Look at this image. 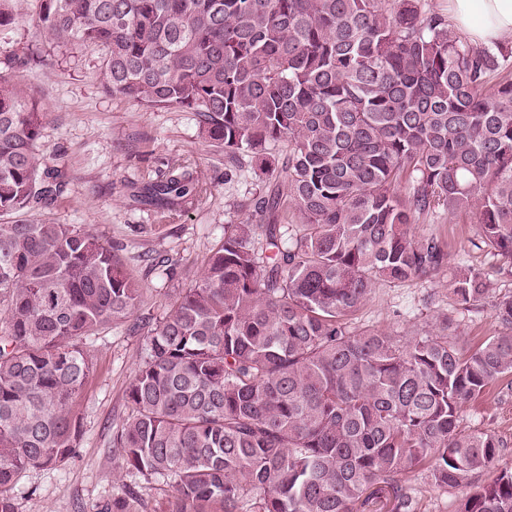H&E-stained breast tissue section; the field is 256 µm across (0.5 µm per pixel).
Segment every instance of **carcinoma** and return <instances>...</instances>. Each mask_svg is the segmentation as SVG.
I'll list each match as a JSON object with an SVG mask.
<instances>
[{
    "label": "carcinoma",
    "mask_w": 512,
    "mask_h": 512,
    "mask_svg": "<svg viewBox=\"0 0 512 512\" xmlns=\"http://www.w3.org/2000/svg\"><path fill=\"white\" fill-rule=\"evenodd\" d=\"M30 9L42 44L104 52L112 97L196 113L224 170L247 155L275 181L245 204L260 223L224 225L145 324L112 432L128 475L170 487L167 512H413L401 474L452 488L495 465L507 443L460 418L493 386L512 396V334L464 351L446 317L410 336L351 317L378 280L445 267L414 231L441 211L472 214L512 277V49L451 35L428 0H0V32ZM31 61L0 68V512L22 472L75 456L86 341L143 294L113 248L27 218L67 178L38 152L48 112L16 75ZM142 190L171 221L210 183L183 160ZM450 287L466 311L489 292L470 268ZM493 317L512 328V293ZM457 512H512V470Z\"/></svg>",
    "instance_id": "obj_1"
}]
</instances>
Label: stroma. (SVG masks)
Segmentation results:
<instances>
[{
	"instance_id": "1",
	"label": "stroma",
	"mask_w": 512,
	"mask_h": 512,
	"mask_svg": "<svg viewBox=\"0 0 512 512\" xmlns=\"http://www.w3.org/2000/svg\"><path fill=\"white\" fill-rule=\"evenodd\" d=\"M20 73L48 111L38 151L48 164L64 163L68 176L63 196L34 212V219L74 225L115 247L127 273L144 287L135 319L161 317L170 295L194 283L225 225L247 220L242 204L263 187L253 163L247 159L225 171L223 156L205 139L195 113L150 111L109 96L97 49L61 48ZM183 159L211 182V191L201 202L182 206L173 222H160L157 206L139 197L143 179H164ZM416 231L442 240L449 254L446 268L431 281L379 282L353 316V327L408 335L430 329L435 315L445 313L457 325L452 341L459 347L502 333L492 300L512 292V278L499 273L500 260L481 242L472 216L440 214L417 224ZM459 267L480 269L491 282L490 296L477 310L460 309L448 286ZM144 345V333L132 321L91 342L94 369L74 406L84 425L80 447L59 468L21 475L13 492L16 512H105L126 483L137 493L132 512H166L167 486L140 477L121 482L112 451V432L129 411L126 389ZM461 427L496 434L509 449L494 468L473 474L456 489L435 488L421 470L403 475L415 512H456L466 494L498 470L512 469V399L501 402L489 393L463 409Z\"/></svg>"
}]
</instances>
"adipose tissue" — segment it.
Masks as SVG:
<instances>
[{"instance_id":"1","label":"adipose tissue","mask_w":512,"mask_h":512,"mask_svg":"<svg viewBox=\"0 0 512 512\" xmlns=\"http://www.w3.org/2000/svg\"><path fill=\"white\" fill-rule=\"evenodd\" d=\"M451 25L478 45L492 47L512 34V0H448Z\"/></svg>"}]
</instances>
